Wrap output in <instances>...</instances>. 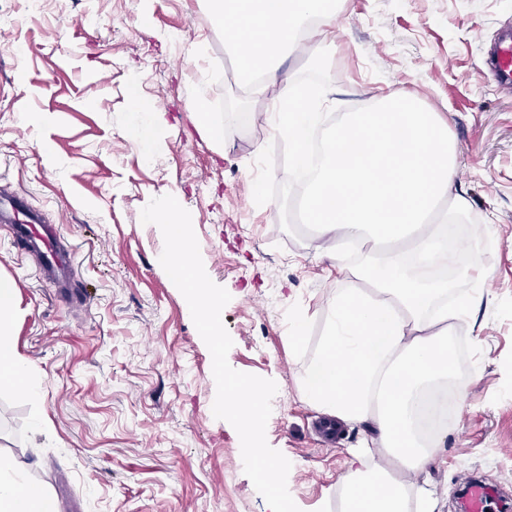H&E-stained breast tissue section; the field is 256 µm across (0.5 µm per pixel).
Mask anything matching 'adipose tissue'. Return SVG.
Returning a JSON list of instances; mask_svg holds the SVG:
<instances>
[{"label":"adipose tissue","instance_id":"adipose-tissue-1","mask_svg":"<svg viewBox=\"0 0 512 512\" xmlns=\"http://www.w3.org/2000/svg\"><path fill=\"white\" fill-rule=\"evenodd\" d=\"M220 19H232L225 36L241 52L242 74L277 79V64L301 49L309 24L334 27L328 0H213ZM275 136L287 140L288 163H308L306 147L320 138L321 164L303 198L306 223L314 225L333 260L336 291L333 321L319 354L307 365L301 390L311 407L359 427L345 477V512H406L415 493L417 512H439L429 482L415 490L393 477L386 460L407 472L433 468L445 429L423 435L420 415L431 392L454 388L465 397L455 373V322L477 313L481 301L468 288L474 267L459 271L455 283L424 279L405 262L410 253L427 261H449L448 225L471 209L467 191L454 185L456 145L438 113L413 98L387 97L351 112L329 132L310 99L283 87L270 115ZM374 240L389 246L390 261L357 288L347 258L348 244ZM18 303L13 280L0 277V386L22 383L29 394L38 384L28 362L14 348L9 331ZM0 512H58L53 499L25 479L19 465L0 458Z\"/></svg>","mask_w":512,"mask_h":512}]
</instances>
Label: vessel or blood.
I'll return each mask as SVG.
<instances>
[{
	"instance_id": "b4317fda",
	"label": "vessel or blood",
	"mask_w": 512,
	"mask_h": 512,
	"mask_svg": "<svg viewBox=\"0 0 512 512\" xmlns=\"http://www.w3.org/2000/svg\"><path fill=\"white\" fill-rule=\"evenodd\" d=\"M492 65L501 84L512 87V29L504 31L492 56ZM0 223L11 225L14 235L39 261L45 280L64 284L70 276L68 256L56 247L57 228L46 223L42 214L27 202L0 186ZM504 506L493 489L471 484L466 492L463 512H503Z\"/></svg>"
}]
</instances>
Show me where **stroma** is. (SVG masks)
Instances as JSON below:
<instances>
[{
    "label": "stroma",
    "mask_w": 512,
    "mask_h": 512,
    "mask_svg": "<svg viewBox=\"0 0 512 512\" xmlns=\"http://www.w3.org/2000/svg\"><path fill=\"white\" fill-rule=\"evenodd\" d=\"M506 28L512 0H337L335 28L279 69L317 92L326 125L408 94L456 142L472 208L448 273L475 259L489 278L453 338L466 399L430 474L441 512H459L475 478L512 500V93L487 64ZM228 52L210 0H0V181L59 225L79 297L69 304L0 228V275L20 292L12 338L40 385L35 396L0 387V456L59 512H269L236 430L213 415L212 357L159 262L162 233L141 221L166 194L231 296L230 366L278 386L266 438L292 464V498L301 512L344 508L361 433L300 392L336 279L266 121L277 90L227 77ZM300 317L306 331L289 344Z\"/></svg>",
    "instance_id": "obj_1"
}]
</instances>
